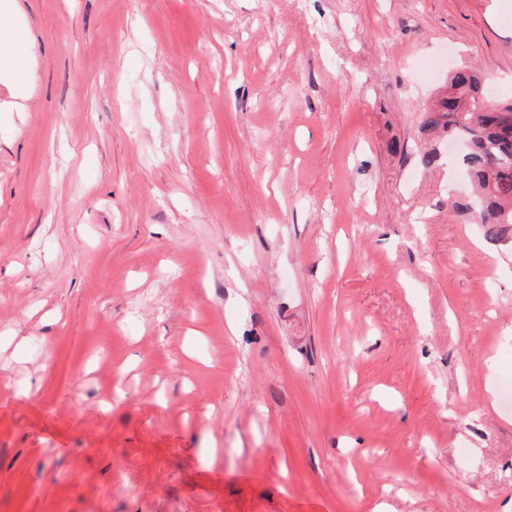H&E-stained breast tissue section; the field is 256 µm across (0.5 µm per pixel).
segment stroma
<instances>
[{
    "instance_id": "obj_1",
    "label": "stroma",
    "mask_w": 512,
    "mask_h": 512,
    "mask_svg": "<svg viewBox=\"0 0 512 512\" xmlns=\"http://www.w3.org/2000/svg\"><path fill=\"white\" fill-rule=\"evenodd\" d=\"M0 512H504L512 251L420 117L512 0H16Z\"/></svg>"
}]
</instances>
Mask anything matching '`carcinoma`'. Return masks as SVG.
Returning a JSON list of instances; mask_svg holds the SVG:
<instances>
[{
  "instance_id": "1",
  "label": "carcinoma",
  "mask_w": 512,
  "mask_h": 512,
  "mask_svg": "<svg viewBox=\"0 0 512 512\" xmlns=\"http://www.w3.org/2000/svg\"><path fill=\"white\" fill-rule=\"evenodd\" d=\"M483 96L479 72L460 67L448 92L422 114L421 125L430 134L470 143L462 166L477 191L479 222L488 238L511 244L512 99L487 108Z\"/></svg>"
}]
</instances>
